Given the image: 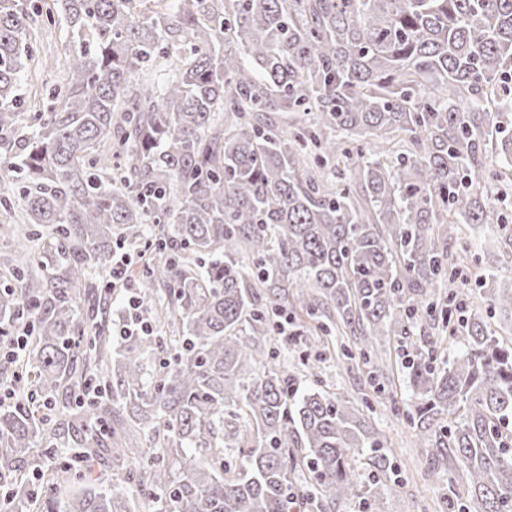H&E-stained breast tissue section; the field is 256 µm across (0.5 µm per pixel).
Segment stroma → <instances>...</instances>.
Segmentation results:
<instances>
[{
  "mask_svg": "<svg viewBox=\"0 0 512 512\" xmlns=\"http://www.w3.org/2000/svg\"><path fill=\"white\" fill-rule=\"evenodd\" d=\"M35 45L37 59L50 58L56 65L52 68L27 69L20 93L24 103L20 108L19 120L15 126V138L30 135V116L45 104L47 90L62 84L67 72L58 62L67 54L70 46L63 19L47 23L36 19ZM458 242L474 241L478 252L467 255L460 268L459 287L470 288L479 266L496 269L500 278L512 277V265L499 263L500 249L488 230L467 224L456 228ZM355 337L328 336L321 340L307 339L289 346V364H297L302 356L320 360L323 368L322 386L340 398L359 399L367 394L371 397L369 417L385 436L394 456L398 471L397 481L387 483L381 493L383 512H442L444 497L451 491H463V482L457 471L448 466L438 465V452L425 448L416 439L415 430L402 418L403 409L413 403L412 391L405 368V356L414 348H428L429 339L415 336L407 342L389 341L384 350L389 361L390 382L384 393H374L371 384L372 368L361 357L351 359L343 355L344 348H356Z\"/></svg>",
  "mask_w": 512,
  "mask_h": 512,
  "instance_id": "stroma-1",
  "label": "stroma"
}]
</instances>
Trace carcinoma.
Returning <instances> with one entry per match:
<instances>
[{"label":"carcinoma","instance_id":"obj_1","mask_svg":"<svg viewBox=\"0 0 512 512\" xmlns=\"http://www.w3.org/2000/svg\"><path fill=\"white\" fill-rule=\"evenodd\" d=\"M31 2L0 0V134L34 59ZM52 2L68 78L0 188V209L22 201L0 223L21 240L0 259V325L30 332L23 364L0 370L16 393L0 405V512H130L149 489L158 512H334L363 455L379 512L394 466L370 404L323 389L315 360L301 390L272 364L284 319L296 340L356 336L376 378L385 342L448 332L463 347L448 366L431 350L407 362L409 422L466 476L448 512H512V348L467 311L475 296L512 314V284L454 287L449 232L486 224L512 261V224L492 219L512 191V0ZM149 222L172 226L145 243L153 333L116 345L78 310L112 295L114 252ZM44 237L52 274L31 246ZM59 399L81 441L39 498L22 465L51 461ZM112 446L136 475L97 472ZM63 483L77 489L61 506Z\"/></svg>","mask_w":512,"mask_h":512}]
</instances>
